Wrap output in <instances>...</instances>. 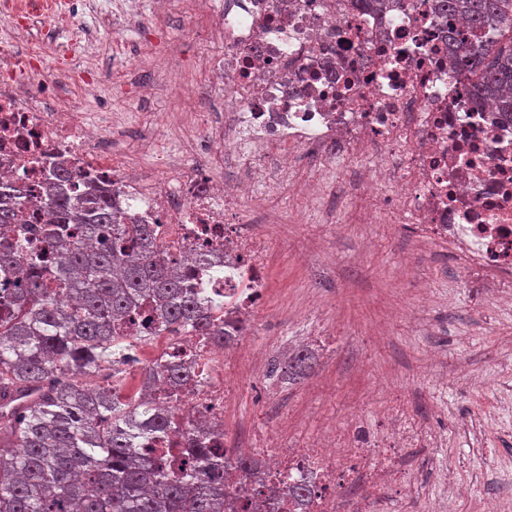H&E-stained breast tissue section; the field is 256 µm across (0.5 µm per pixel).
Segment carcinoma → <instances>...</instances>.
I'll use <instances>...</instances> for the list:
<instances>
[{"label":"carcinoma","mask_w":512,"mask_h":512,"mask_svg":"<svg viewBox=\"0 0 512 512\" xmlns=\"http://www.w3.org/2000/svg\"><path fill=\"white\" fill-rule=\"evenodd\" d=\"M432 6L450 21L448 47L473 95L512 113V44L473 45L487 26L512 34V0ZM74 186L65 168L44 185L48 248L30 256L32 270L0 297V512H225L224 482L255 476L251 458L209 447L204 423L192 426L187 457L149 447L174 420L150 390L180 380L183 364L146 369L137 397L118 387L133 343L144 342L125 332L137 319L157 331L228 333L168 266L151 225L125 223L112 210V189L85 181L75 199ZM22 194L0 183V267L19 263L9 232L25 221ZM106 363L113 383L80 381ZM312 368L308 352L288 361L292 375Z\"/></svg>","instance_id":"1"}]
</instances>
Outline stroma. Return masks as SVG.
I'll return each instance as SVG.
<instances>
[{
	"label": "stroma",
	"instance_id": "stroma-1",
	"mask_svg": "<svg viewBox=\"0 0 512 512\" xmlns=\"http://www.w3.org/2000/svg\"><path fill=\"white\" fill-rule=\"evenodd\" d=\"M121 2L93 0L92 12L70 18L58 34L33 37L28 47L52 58L74 29L91 30L99 95L120 130L115 146L145 169L142 145L156 140L195 169L189 130L211 98L194 67L212 49L204 19L189 0H171L161 19L151 0H139L123 27L102 23ZM148 28L175 50L154 69L138 64ZM143 81L156 91L146 102L133 90ZM365 164L360 158L331 174L316 200L284 180L256 183L260 204L243 216L277 242L230 374L237 388L224 410L226 440L235 442L250 426L313 439L332 421L379 419V396L395 394L441 443L418 450V486L410 499L390 497L389 512H435L448 495L453 512H487L493 498L512 512V306L470 284L447 253L419 242L411 228L378 223L375 198L359 191ZM312 332L327 347L312 371L296 381L268 379L270 368L283 365L282 338L301 344ZM439 466L452 484L433 478Z\"/></svg>",
	"mask_w": 512,
	"mask_h": 512
}]
</instances>
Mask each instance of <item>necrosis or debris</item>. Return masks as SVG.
<instances>
[{"label":"necrosis or debris","instance_id":"1","mask_svg":"<svg viewBox=\"0 0 512 512\" xmlns=\"http://www.w3.org/2000/svg\"><path fill=\"white\" fill-rule=\"evenodd\" d=\"M0 8L13 22L12 36L0 40V180L23 189L22 209L36 217L49 166L92 168L112 186L115 210L153 227L218 321L249 318L266 286L272 238L238 216L255 202L253 178L282 179L309 155L322 169L371 158L362 190L379 198L382 223L412 225L489 293L512 290V117L476 101L455 77L447 24L431 0H392L386 9L355 0H228L206 32L219 49L198 63L219 95L220 118L200 114L206 133L194 148L198 157H220L232 143L233 161L251 177L233 192L207 169L175 166L154 143L147 150L158 177L144 188L142 170L113 158L109 103L89 118L80 101L63 103L54 93L63 76L94 85L93 69L80 62L92 38L77 34L50 64L24 43L53 18L52 0H0ZM242 339L236 333L224 344L181 329L151 335L155 361L193 365L176 400L157 386L175 415L164 447H187L186 423L198 417L223 433L224 407L235 395L226 352ZM383 407L380 429L332 425L298 448L244 441L262 465L257 508L270 501L274 512H383L368 486L390 476L412 491L408 451L436 447L438 437L401 401L390 397ZM303 482L310 505L280 497Z\"/></svg>","mask_w":512,"mask_h":512}]
</instances>
